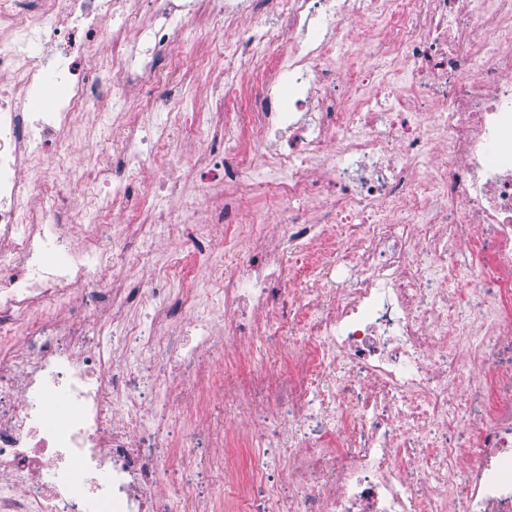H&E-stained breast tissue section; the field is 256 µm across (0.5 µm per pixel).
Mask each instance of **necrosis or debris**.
<instances>
[{"label": "necrosis or debris", "mask_w": 512, "mask_h": 512, "mask_svg": "<svg viewBox=\"0 0 512 512\" xmlns=\"http://www.w3.org/2000/svg\"><path fill=\"white\" fill-rule=\"evenodd\" d=\"M143 3L0 0V512H238L221 506L229 485L251 512H512V53L495 50L512 43V0H264L267 22L246 31L252 0ZM117 15L145 20L160 68L135 70ZM379 18L390 34L344 33ZM216 19L238 37L201 46L217 70L197 104L209 118L185 132L230 146L225 165L260 157L286 172L250 183L288 202L280 242L230 224L207 251L175 248L137 292L147 316L105 324L96 310L128 297L99 268L122 262L126 236L147 257L177 226L163 210L134 223L143 205L126 187L148 169L176 193L180 113L150 155L138 146L170 86L191 78L172 51L179 34ZM362 53L385 71L354 67ZM244 70L256 86L240 113L226 89ZM131 74L138 95L115 111ZM286 82L305 88L290 112L276 102ZM50 84L63 94L44 112ZM91 109L96 125L80 129ZM74 138L112 140L114 160L73 163L61 145ZM440 142L447 161L413 182ZM75 167L76 205L61 179ZM328 184L336 221L319 224L305 203ZM451 241L481 271L457 311L461 357L448 350L450 288L465 275ZM242 248L232 278L191 276ZM165 283L180 285L177 301ZM237 353L254 358L243 379ZM244 406L262 426L248 469L228 470L216 450ZM171 466L186 479L164 494Z\"/></svg>", "instance_id": "necrosis-or-debris-1"}]
</instances>
